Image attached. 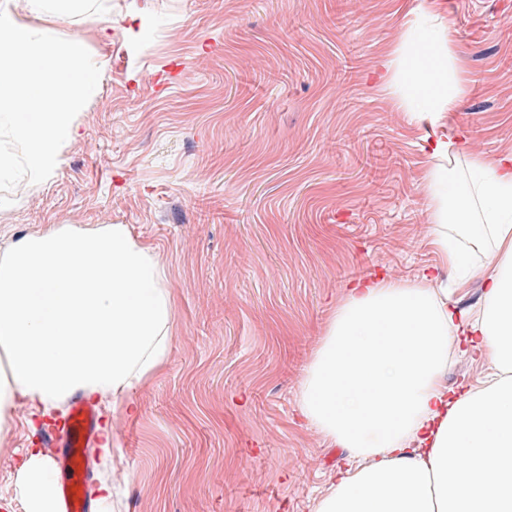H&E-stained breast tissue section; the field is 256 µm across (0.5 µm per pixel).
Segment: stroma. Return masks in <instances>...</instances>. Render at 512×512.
Returning <instances> with one entry per match:
<instances>
[{
	"instance_id": "1",
	"label": "stroma",
	"mask_w": 512,
	"mask_h": 512,
	"mask_svg": "<svg viewBox=\"0 0 512 512\" xmlns=\"http://www.w3.org/2000/svg\"><path fill=\"white\" fill-rule=\"evenodd\" d=\"M420 0H104L112 37L57 173L0 178V246L53 224H125L168 270L164 370L117 425L120 512H314L349 460L299 412L348 283L425 267L426 168L512 155V0H435L468 86L430 129L386 90ZM451 137L448 158L427 137ZM28 405L0 438V495L41 445Z\"/></svg>"
}]
</instances>
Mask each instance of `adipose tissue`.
<instances>
[{
  "label": "adipose tissue",
  "instance_id": "adipose-tissue-1",
  "mask_svg": "<svg viewBox=\"0 0 512 512\" xmlns=\"http://www.w3.org/2000/svg\"><path fill=\"white\" fill-rule=\"evenodd\" d=\"M97 0H12L0 8V174L24 166L55 174L81 133L101 66L86 35L52 37L79 21L104 36ZM44 19L37 29L26 16ZM89 32V33H90ZM453 47L430 49L404 35L389 60L388 87L419 124L452 112L467 92ZM468 188L448 168L424 177L432 242L459 271L457 287L481 279L476 312L448 302L436 277L383 278L344 295L300 393L304 416L352 459L315 512H499L512 506V159H467ZM454 227L488 262L469 263L449 241ZM175 299L167 270L123 224H55L0 251V436L25 402L44 417L75 395L120 419L135 392L169 358ZM488 358L490 382L448 388V351ZM56 476L32 448L17 477L24 512H59Z\"/></svg>",
  "mask_w": 512,
  "mask_h": 512
}]
</instances>
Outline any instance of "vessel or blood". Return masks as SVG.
I'll use <instances>...</instances> for the list:
<instances>
[{"label": "vessel or blood", "instance_id": "b4317fda", "mask_svg": "<svg viewBox=\"0 0 512 512\" xmlns=\"http://www.w3.org/2000/svg\"><path fill=\"white\" fill-rule=\"evenodd\" d=\"M99 425L95 405L75 397L62 431L50 438L54 463L63 478L57 486L61 512H90L91 505L84 493L90 463L87 450L94 441Z\"/></svg>", "mask_w": 512, "mask_h": 512}]
</instances>
